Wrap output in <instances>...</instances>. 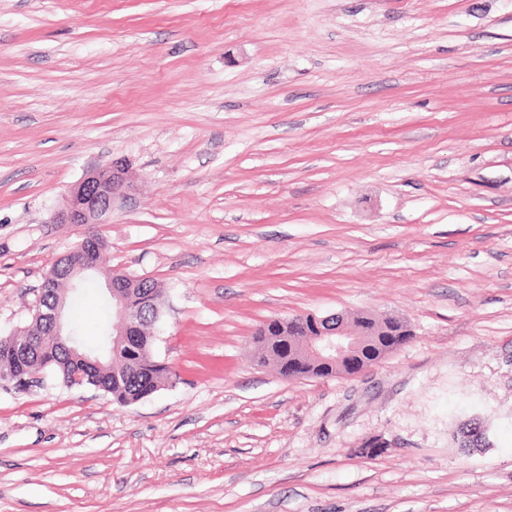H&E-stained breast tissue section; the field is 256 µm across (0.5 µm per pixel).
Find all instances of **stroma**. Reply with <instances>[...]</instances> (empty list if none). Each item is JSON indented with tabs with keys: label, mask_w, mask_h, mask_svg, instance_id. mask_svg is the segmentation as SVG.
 Returning <instances> with one entry per match:
<instances>
[{
	"label": "stroma",
	"mask_w": 512,
	"mask_h": 512,
	"mask_svg": "<svg viewBox=\"0 0 512 512\" xmlns=\"http://www.w3.org/2000/svg\"><path fill=\"white\" fill-rule=\"evenodd\" d=\"M116 159L102 267L161 283L179 379L0 384V512H512V0H0V338ZM340 312L413 337L355 377L258 364L263 322ZM67 318L98 345L102 276ZM133 188L128 168L119 161L97 168L73 186L50 218L53 224H106L118 195ZM456 440L463 450L482 448L487 444L486 430L477 418H470L459 425Z\"/></svg>",
	"instance_id": "1"
}]
</instances>
